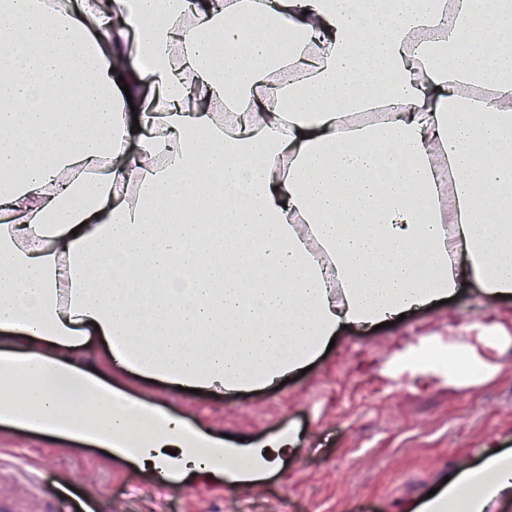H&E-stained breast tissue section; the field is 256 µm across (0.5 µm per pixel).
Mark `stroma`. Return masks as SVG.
I'll return each instance as SVG.
<instances>
[{
	"label": "stroma",
	"instance_id": "stroma-1",
	"mask_svg": "<svg viewBox=\"0 0 512 512\" xmlns=\"http://www.w3.org/2000/svg\"><path fill=\"white\" fill-rule=\"evenodd\" d=\"M428 351L447 364H427ZM105 382L253 445L292 432L300 450L254 482L176 478L157 488L150 467L0 423V458L13 461L0 469V495L42 512L62 468L72 476L62 512L88 496L97 512H414L488 449L512 456V300L460 281L450 302L343 331L305 374L238 395L193 394L119 367ZM24 468L40 470L37 484L21 480Z\"/></svg>",
	"mask_w": 512,
	"mask_h": 512
}]
</instances>
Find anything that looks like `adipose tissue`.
Wrapping results in <instances>:
<instances>
[{
    "label": "adipose tissue",
    "mask_w": 512,
    "mask_h": 512,
    "mask_svg": "<svg viewBox=\"0 0 512 512\" xmlns=\"http://www.w3.org/2000/svg\"><path fill=\"white\" fill-rule=\"evenodd\" d=\"M238 12L0 0V380L38 381L0 420L227 480L225 456L249 446L112 395L105 372L252 390L461 280L512 296V12L253 0L248 40L226 22ZM505 503L512 458L491 453L423 508Z\"/></svg>",
    "instance_id": "obj_1"
}]
</instances>
